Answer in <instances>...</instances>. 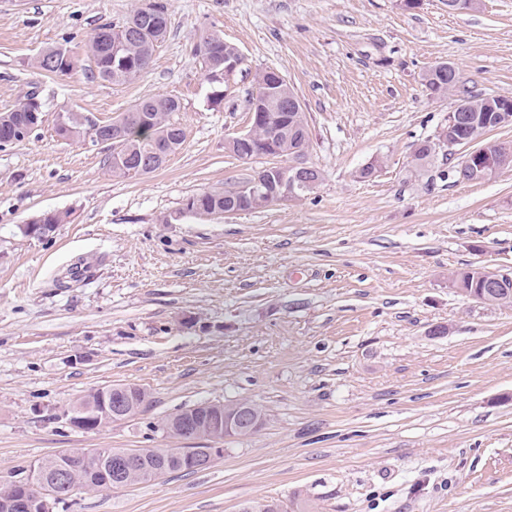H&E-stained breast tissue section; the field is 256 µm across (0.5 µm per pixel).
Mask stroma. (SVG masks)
<instances>
[{"mask_svg":"<svg viewBox=\"0 0 512 512\" xmlns=\"http://www.w3.org/2000/svg\"><path fill=\"white\" fill-rule=\"evenodd\" d=\"M138 0H0V112L36 91L31 138L0 149V482L67 448H208L163 420L248 399L262 428L224 441L205 470L73 497L56 512H238L313 500L316 512H512V305L450 282L512 271V170L459 179L456 159L414 168L458 96L430 94L439 62L461 85L512 98V0H164L148 68L114 85L85 43ZM223 33L243 56L228 92L195 46ZM67 44L65 75L34 57ZM279 70L300 97L312 193L226 217L182 214L266 167L224 146L249 123L254 77ZM175 97L184 144L160 169L113 176L105 145L57 136L59 114L107 120ZM377 173L361 178L362 168ZM70 221L38 240L42 213ZM441 334H434V327ZM136 385L150 403L94 431L69 409ZM69 216V212H55L54 216L48 218L43 224L39 223V218L35 219L24 226V233L33 238H46L54 231L57 224L68 223Z\"/></svg>","mask_w":512,"mask_h":512,"instance_id":"stroma-1","label":"stroma"}]
</instances>
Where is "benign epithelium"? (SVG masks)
Masks as SVG:
<instances>
[{
  "mask_svg": "<svg viewBox=\"0 0 512 512\" xmlns=\"http://www.w3.org/2000/svg\"><path fill=\"white\" fill-rule=\"evenodd\" d=\"M264 113L250 112L247 130L234 133L225 139L228 150L244 157L257 158L272 157L270 151L277 148L281 136L288 128V115H283L278 125L267 127L263 138L255 136L258 123L262 122ZM442 152H463L462 164L476 162L482 155V150L475 146V142L469 139L456 140L451 149L443 148L438 144ZM294 172L291 175H276L280 170L277 165H270L266 172L255 176L249 183L251 193L254 196H265L271 203L288 202L302 198L301 191L306 184L305 170L307 164L300 158L292 164ZM478 272V284L474 288H461L459 292L478 302L485 303L500 292L505 283L512 282V273H502L486 267L476 268ZM148 400H136V395L124 388H107L100 391L99 404L93 403L82 407L79 412L82 417L78 422L85 426L99 425V418L122 417L129 412L139 411L146 406ZM264 424V415L260 414L255 404L239 402L234 405H226L222 402H204L187 411L177 413L167 418L163 428L167 435L177 438H208L218 443L215 448H204L198 458V467L210 466L220 455L224 453L221 445L227 437H240L259 430ZM64 464L56 468L54 489L51 494L59 495L61 488L67 486L69 475L76 469L89 471H106L110 468L116 471H130L140 463V453L110 448H69L61 451Z\"/></svg>",
  "mask_w": 512,
  "mask_h": 512,
  "instance_id": "obj_1",
  "label": "benign epithelium"
}]
</instances>
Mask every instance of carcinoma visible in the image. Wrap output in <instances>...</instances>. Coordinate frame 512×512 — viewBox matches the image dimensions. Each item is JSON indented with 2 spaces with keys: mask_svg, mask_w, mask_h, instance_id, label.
<instances>
[{
  "mask_svg": "<svg viewBox=\"0 0 512 512\" xmlns=\"http://www.w3.org/2000/svg\"><path fill=\"white\" fill-rule=\"evenodd\" d=\"M166 13L162 0H138V5L125 19L123 25L135 29L137 36L124 42H112L115 25L104 23L97 27L86 43V53L94 64L95 76L113 84H124L136 79L148 66L155 49L167 35V22L161 18ZM203 56L209 77L214 78L224 70V57L237 52V48L224 41L217 32L205 35L195 47ZM70 50L63 45H56L40 52L34 59L38 68L57 74L71 70L68 58ZM276 77L275 69L268 68L257 75V90L248 99V107L265 112L275 118L286 112L289 115L288 135L281 140L274 157L295 159L294 150H306L309 147L308 128L305 127L301 103L289 99L290 86L279 92L270 91L269 82ZM424 81L428 89L437 97H445L451 92L461 94V104L453 111L463 120L447 127L448 134L464 135L472 140H480L487 146V151L494 157L503 155L504 147L487 141L486 135L495 129L494 113L512 107V99L485 97L458 86L456 70L448 63H438L425 74ZM180 110L177 99L156 95L139 100L127 111L120 113L109 121L102 122V130L97 142L120 147L119 153L126 155L123 166L115 162L111 154L108 161L112 171L119 177L131 175V170L151 154L159 151L171 155L184 143V132L172 121V114ZM89 119L81 112H67L56 124V134L65 140H80L90 135ZM42 124V105L32 102L18 105L13 110L0 113V146L10 145L20 126H27L35 131ZM247 181H239L222 192L203 191L186 200V204L207 213L212 209L239 208L243 211L264 206V202L254 198L246 189ZM194 449L183 448L180 455H174L167 448L147 449L142 474L123 477L115 481L112 477L98 472H81L73 488L64 496L56 499V504L65 503L70 498L101 487L124 488L147 483L156 479L154 471L160 475L176 472L196 471L193 467Z\"/></svg>",
  "mask_w": 512,
  "mask_h": 512,
  "instance_id": "carcinoma-1",
  "label": "carcinoma"
}]
</instances>
